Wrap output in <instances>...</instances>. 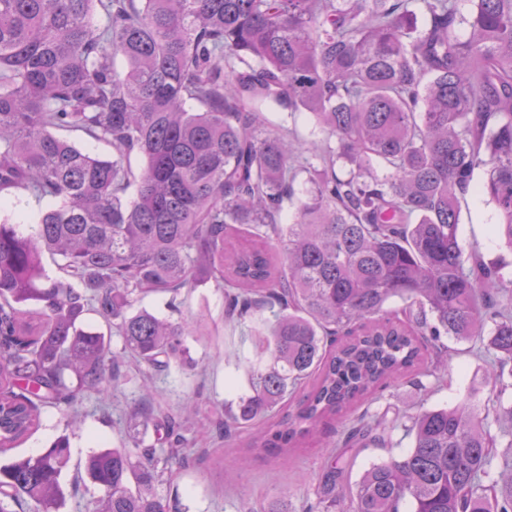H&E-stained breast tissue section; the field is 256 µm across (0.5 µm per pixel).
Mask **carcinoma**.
<instances>
[{"label":"carcinoma","mask_w":512,"mask_h":512,"mask_svg":"<svg viewBox=\"0 0 512 512\" xmlns=\"http://www.w3.org/2000/svg\"><path fill=\"white\" fill-rule=\"evenodd\" d=\"M470 2L460 16L455 0H0V193L55 202L32 234L0 222V453L43 408L111 388L127 359L186 362L199 321L131 307L148 293L174 307L211 281L272 361L224 434L254 428L251 448L286 462L344 423L305 512H336L339 495L346 512H512V461L496 453L499 438L512 449V271L458 240L483 168L512 250V0ZM269 104L309 113L328 144L302 155L266 129ZM300 171L309 188L284 224ZM488 325L489 397L409 417L408 452L351 481L346 455L391 446L400 424L357 405L397 375L442 379L441 337ZM142 423L164 430L158 447L129 434L81 464L95 512H179L157 487L185 438L153 407ZM70 460L61 436L0 465V512H62Z\"/></svg>","instance_id":"cac0c4a2"}]
</instances>
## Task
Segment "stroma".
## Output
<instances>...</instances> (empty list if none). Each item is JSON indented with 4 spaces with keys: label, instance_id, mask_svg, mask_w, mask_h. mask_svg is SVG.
<instances>
[{
    "label": "stroma",
    "instance_id": "1",
    "mask_svg": "<svg viewBox=\"0 0 512 512\" xmlns=\"http://www.w3.org/2000/svg\"><path fill=\"white\" fill-rule=\"evenodd\" d=\"M265 115L270 127L288 128L297 147L310 148L325 139L306 112L292 114L271 107ZM496 222L497 212L488 197L476 187L470 190L461 202L459 243L464 252H479L487 261H512V252L491 234ZM133 307L169 320L205 317L200 340L189 344L193 366L174 363L152 375L155 407L174 416L186 401H195L199 407L183 425V459L174 465L173 478L162 482L160 492L178 499L182 512H258L272 498L287 499L290 512H302L307 489L322 478L320 444L306 445L285 462L252 451L249 430H238L229 437L224 434L225 404L246 391L251 369L266 367L269 360L257 355L246 327L226 321L223 288L210 284L184 289L174 310L168 308L166 297L157 295L145 296ZM444 345L447 365L441 381L404 382L388 388L380 399L364 407V414L374 419L390 410L408 417L424 409L460 405L474 392L487 398L491 351L477 339L448 338ZM144 373V367L126 363L118 387L108 396L87 393L74 407L44 409L41 427L13 449L16 457L36 455L58 436H69L71 462L64 476V512H92L98 493L80 464L93 451L125 442L129 423L144 403L140 388Z\"/></svg>",
    "mask_w": 512,
    "mask_h": 512
}]
</instances>
